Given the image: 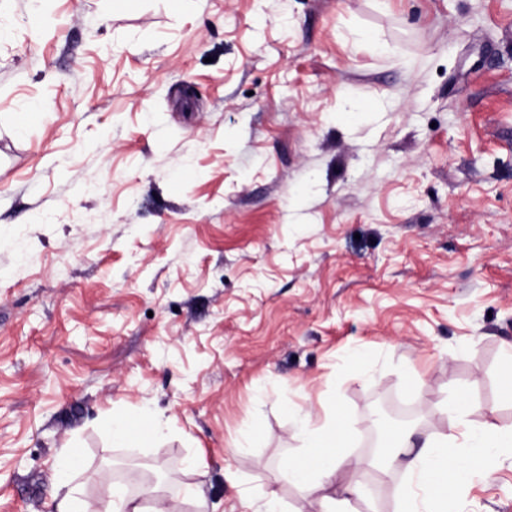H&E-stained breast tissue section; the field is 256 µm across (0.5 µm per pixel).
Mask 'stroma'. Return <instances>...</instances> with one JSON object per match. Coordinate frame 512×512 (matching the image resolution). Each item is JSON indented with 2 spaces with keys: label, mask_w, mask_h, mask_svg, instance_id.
I'll return each mask as SVG.
<instances>
[{
  "label": "stroma",
  "mask_w": 512,
  "mask_h": 512,
  "mask_svg": "<svg viewBox=\"0 0 512 512\" xmlns=\"http://www.w3.org/2000/svg\"><path fill=\"white\" fill-rule=\"evenodd\" d=\"M0 0V512L96 476L245 512L297 412L507 428L512 0ZM418 383H410L409 373ZM163 416L116 448L112 416ZM351 512H395L362 469ZM455 512H512V452ZM83 467V459L80 453L75 449H70L62 458L58 477V487L55 498H58L63 492L58 503L57 512H89L86 510L85 503L80 499L77 491L70 487V477L72 473Z\"/></svg>",
  "instance_id": "35a3bbf8"
}]
</instances>
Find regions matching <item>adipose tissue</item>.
<instances>
[{
  "instance_id": "ef3b65f1",
  "label": "adipose tissue",
  "mask_w": 512,
  "mask_h": 512,
  "mask_svg": "<svg viewBox=\"0 0 512 512\" xmlns=\"http://www.w3.org/2000/svg\"><path fill=\"white\" fill-rule=\"evenodd\" d=\"M302 436L304 453L283 459L278 465L279 478L306 494H320L321 512H334L337 499L327 495L326 490L353 463L342 451L347 438L345 422L336 415L317 426L308 423ZM511 447L512 427L486 424L462 429L454 423L443 436H428L419 441L410 433H400L382 442L378 454L387 465L402 466L413 480L411 486L400 492L399 512H416L415 492L419 489L426 494L427 512H448L447 498L434 489L439 479L450 472L458 486H465L474 467L491 470L497 449ZM100 480L105 498L103 512H181L178 504L157 497L155 489L144 488L131 495L109 474H101Z\"/></svg>"
}]
</instances>
